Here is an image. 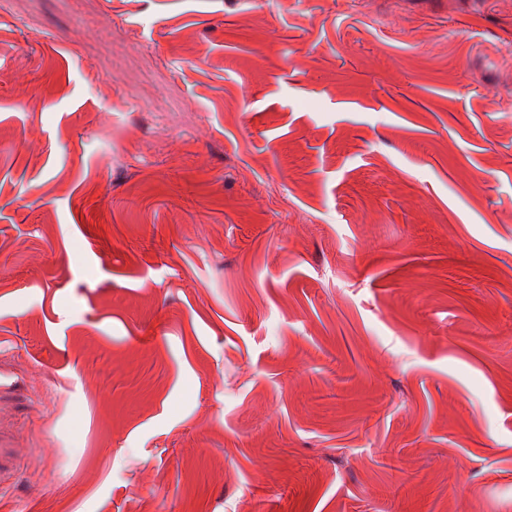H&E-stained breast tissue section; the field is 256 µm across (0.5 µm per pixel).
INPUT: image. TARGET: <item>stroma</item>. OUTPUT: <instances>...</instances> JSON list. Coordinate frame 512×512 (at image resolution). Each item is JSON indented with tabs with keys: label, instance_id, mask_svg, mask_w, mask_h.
Here are the masks:
<instances>
[{
	"label": "stroma",
	"instance_id": "35a3bbf8",
	"mask_svg": "<svg viewBox=\"0 0 512 512\" xmlns=\"http://www.w3.org/2000/svg\"><path fill=\"white\" fill-rule=\"evenodd\" d=\"M0 512H512V0H0Z\"/></svg>",
	"mask_w": 512,
	"mask_h": 512
}]
</instances>
